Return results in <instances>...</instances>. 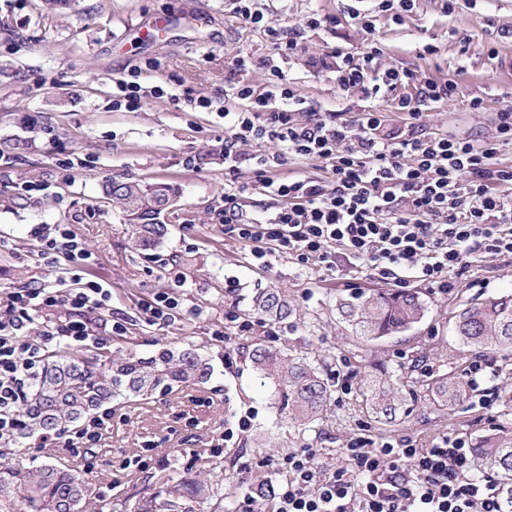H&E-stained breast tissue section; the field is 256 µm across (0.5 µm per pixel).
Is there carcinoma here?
I'll use <instances>...</instances> for the list:
<instances>
[{"instance_id":"cac0c4a2","label":"carcinoma","mask_w":512,"mask_h":512,"mask_svg":"<svg viewBox=\"0 0 512 512\" xmlns=\"http://www.w3.org/2000/svg\"><path fill=\"white\" fill-rule=\"evenodd\" d=\"M103 189L129 217L126 233L133 249L149 250L162 243L167 225L157 222V215L163 201L172 196L169 187L109 177ZM249 308L270 321L285 320L293 313L286 290L277 286L257 289ZM427 313L420 294L407 290L373 289L336 298L338 321L367 342L400 336ZM454 343L462 352L511 353L512 293L486 298L456 314ZM249 359L268 391L277 421L311 427L330 397L319 360L295 357L261 342L253 346ZM212 374L208 359L185 337L150 356L120 351L87 356L81 349L58 350L20 404L24 434L64 432L114 401L142 403L158 391L205 384ZM364 388L366 412L386 425L405 423L420 392L429 407L444 414L473 394L451 365L422 381L418 390L384 369L366 372ZM474 448L478 468L497 475L503 509L512 512V427L477 436ZM208 499L224 507V488L212 470L205 468L192 478L170 468L152 491L127 498L125 512H195L194 504ZM104 507L89 497L85 478L62 463L0 464V512H97Z\"/></svg>"}]
</instances>
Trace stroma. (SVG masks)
I'll return each instance as SVG.
<instances>
[{
	"mask_svg": "<svg viewBox=\"0 0 512 512\" xmlns=\"http://www.w3.org/2000/svg\"><path fill=\"white\" fill-rule=\"evenodd\" d=\"M345 0H264L268 22L302 27L301 50L284 70L299 94L320 112L357 113L370 106L363 93L337 89L329 72L308 67L309 58L332 47L359 51L364 34L343 22ZM317 28H303L307 16ZM383 44L380 67L406 65L423 75L458 83L457 98L434 105L422 116L429 132L452 131L490 137L498 110L512 103V74L502 62L512 57V39L494 41L498 29L512 30V0H478L452 15L443 0H416L412 13L396 24L378 16ZM499 56L489 59L486 43ZM436 54L423 55L425 44ZM272 47L262 29L240 23L224 0H77L74 10L52 15L41 0H0V191L30 192L36 207L0 209V288L34 280L51 282L56 273L40 260L31 230L37 224H67L97 261L87 279L112 288V309L129 313L158 292L178 291L184 310L199 309L173 325L130 321L125 335L109 336L107 350L151 355L161 343L189 337L213 366L210 381L153 395L148 403L112 407L101 440L84 456L66 448L38 449L37 436L19 439L5 457L13 464L58 461L81 472L94 499H107L112 512L141 490L146 479L169 467L195 473L213 468L224 487L225 505L243 497L249 485L267 479L285 483L282 458L316 449L319 462L335 467L347 439L374 440L408 435L426 445L448 432L474 438L491 425L512 426V409L496 402L486 422L481 402L512 388V355L496 357L498 377L486 378L452 415L416 407L404 427L369 420L358 385L365 372L384 365L406 367L420 386L441 370L453 349L454 315L470 302L512 291V257L472 259L448 292L427 285L417 290L429 306L413 331L381 343L357 340L336 319L334 296L371 287L364 275L346 277L304 269L288 258L252 259L247 249L225 238L215 211L224 204V91L236 82L263 89L267 74L253 67L236 71L237 55L262 58ZM137 78L148 87L134 110L113 109L119 82ZM211 100V108L188 105L187 97ZM478 96L483 109L471 111ZM165 182L177 195L160 216L168 234L154 255L133 251L125 213L105 195L106 178ZM184 288H176L175 277ZM276 285L287 289L294 314L279 324L275 345L299 356H325L332 397L312 428L278 423L266 394L257 388L248 353L255 330L234 352L215 341L224 311L246 313V294ZM349 391H342L341 381ZM251 428L225 440V428L244 413Z\"/></svg>",
	"mask_w": 512,
	"mask_h": 512,
	"instance_id": "1",
	"label": "stroma"
}]
</instances>
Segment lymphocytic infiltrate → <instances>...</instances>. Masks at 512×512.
I'll return each instance as SVG.
<instances>
[{
	"label": "lymphocytic infiltrate",
	"instance_id": "obj_1",
	"mask_svg": "<svg viewBox=\"0 0 512 512\" xmlns=\"http://www.w3.org/2000/svg\"><path fill=\"white\" fill-rule=\"evenodd\" d=\"M234 18L263 26L271 56H240L234 67L265 69L264 91L233 87L242 108L225 112L224 234L254 258L277 253L304 267L363 273L395 287L422 282L447 290L469 259L512 256V165L499 159L512 142V106L496 114V134L475 139L425 131L423 112L457 97L451 80L421 76L403 66L378 68L383 49L375 24L355 7L346 12L366 34L364 50L334 49L312 68L330 67L340 91L373 99L359 116L316 112L288 81L281 61L299 52L298 31L265 23L257 0H228ZM403 114L399 126L387 115ZM270 141L277 150L255 158L254 190L269 197L258 213L237 201L247 157L240 144ZM315 160L321 178H278L287 159ZM38 255L58 268L51 284L32 281L0 290V446L15 445L23 430L17 407L38 377L49 344L77 348L98 343L101 330L120 335L126 316L113 315L112 292L83 279L91 251L69 225L39 224ZM289 478L271 512H503L495 477L478 471L468 439L440 434L429 446L403 436L347 441L333 468L313 450L285 461Z\"/></svg>",
	"mask_w": 512,
	"mask_h": 512
}]
</instances>
